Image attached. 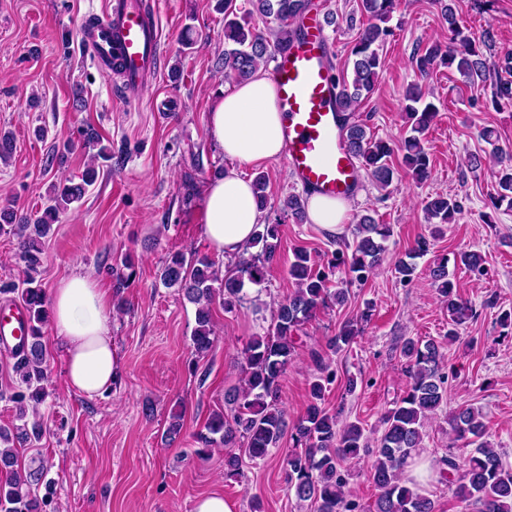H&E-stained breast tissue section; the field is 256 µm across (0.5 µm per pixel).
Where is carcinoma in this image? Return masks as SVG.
Wrapping results in <instances>:
<instances>
[{
  "label": "carcinoma",
  "instance_id": "obj_1",
  "mask_svg": "<svg viewBox=\"0 0 512 512\" xmlns=\"http://www.w3.org/2000/svg\"><path fill=\"white\" fill-rule=\"evenodd\" d=\"M251 8L246 16L237 14L235 0H219L218 9L224 11V77L237 81L250 79L271 55L288 48L296 30L291 22L309 7L310 0H248ZM448 22V45L435 42L428 45L414 62L422 73L438 65L455 69L468 82L486 80V63L480 49L485 42L476 41L466 29L457 24L448 0H435ZM398 0H359L358 11L367 17L351 49L352 74L336 77L337 106L342 114L346 145L357 157L375 182L388 186L394 170L388 158L393 146L368 135L365 126L356 121L363 100L373 92L383 68L378 52L392 35L385 26ZM260 16L267 24V32L255 27L251 18ZM495 102H512V81L494 83ZM406 117L410 123L408 134L400 142L402 161L412 177L421 182L430 176V158L422 143V135L430 127L437 109L425 102V92L419 87L408 90ZM83 148L99 147L91 156V163L79 180L65 179L51 185L49 204L38 214L17 220L14 209L0 207V235L15 236L19 244V260L24 262L27 275L21 297L27 305L31 323L30 339L16 355L14 371L25 390L14 396L18 416L24 418L26 407L42 398L41 382L46 376L45 347L42 338L50 318L49 305L41 284L36 279L42 247L54 233L72 204L81 201L88 188L95 184L98 170L95 163L112 160V147L102 144V135L91 125L80 130ZM461 208L448 196L437 195L425 204L427 218L442 224L456 221ZM390 228L377 224L369 215H363L356 225L351 252L339 250L331 262V269H319L310 253L301 248L294 253L289 275L296 288L276 311L271 331L254 337L244 349V378L242 385L227 394V403L233 406L230 417L217 412L209 416L203 429L194 435L196 452L207 454L212 448H234L245 445L249 458L264 459L272 449L279 447L285 434H290L294 450L287 458L288 490L300 501L310 502L313 512H359L360 505L350 497L347 489L348 470L344 463L357 460L363 454L372 456L369 478L378 490L373 512H437L435 502L420 493L416 481L405 475L408 459L422 447L424 420L443 402L447 376L441 372L442 345L429 340L422 343L408 339L402 345L406 359V387L384 416L385 428L374 443H369L363 428L349 422L339 425V415L326 408L324 393L336 375L323 355L314 354L318 378L310 384V400L304 415L288 428L285 414L279 407V382L292 359L302 326L317 311L331 302L344 303L346 291L327 288L331 270L342 266L349 281L364 282L385 257L384 242ZM279 225L264 224L253 243L262 245L261 252L250 260H239L240 275L224 276L214 260L207 256L177 251L169 254L159 274V282L166 288H175L196 305V327L191 336L194 352L206 356L213 346L211 304L215 293L223 295L224 310L230 311L241 301L243 277L254 284L265 279L267 269L277 262ZM429 242L422 237L416 242L408 258L399 260L396 273L403 282L412 279L417 255L426 253ZM461 262L476 276L485 275V260L475 252L461 254ZM430 275L438 283L439 292L448 308V337L457 336V327L475 317L470 303L461 300L453 282L448 278V261L442 260L430 268ZM359 330L346 322L327 342L333 353L350 345ZM454 439L474 446L468 458L460 463L453 455L442 460L448 481L455 484V496L462 512H512V469L505 467L500 454L488 439L487 425L482 411L471 405L458 407L449 418ZM40 433V425L13 430L0 428V512H43L45 502L31 494L30 488L43 477V467H22L18 464L15 444L28 442L30 436Z\"/></svg>",
  "mask_w": 512,
  "mask_h": 512
}]
</instances>
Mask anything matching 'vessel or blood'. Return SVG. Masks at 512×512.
Segmentation results:
<instances>
[{"label": "vessel or blood", "mask_w": 512, "mask_h": 512, "mask_svg": "<svg viewBox=\"0 0 512 512\" xmlns=\"http://www.w3.org/2000/svg\"><path fill=\"white\" fill-rule=\"evenodd\" d=\"M79 32L99 65L120 63L118 86L126 97H139L156 78L159 24L136 0H104L100 13ZM332 56L326 21L317 8L304 18L300 37L277 54L273 73L283 116L284 160L295 184L310 194L348 199L360 188L363 173L345 146L329 67ZM27 335L25 305L15 301L0 307V344H21Z\"/></svg>", "instance_id": "b4317fda"}]
</instances>
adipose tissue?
Listing matches in <instances>:
<instances>
[{
    "instance_id": "ef3b65f1",
    "label": "adipose tissue",
    "mask_w": 512,
    "mask_h": 512,
    "mask_svg": "<svg viewBox=\"0 0 512 512\" xmlns=\"http://www.w3.org/2000/svg\"><path fill=\"white\" fill-rule=\"evenodd\" d=\"M282 123L276 81L262 69L231 87L209 112L212 138L235 162L210 180L203 193V231L216 253L232 257L252 242L260 213L253 188L239 168L281 155ZM351 212L348 200L319 195L312 196L307 207L309 221L333 236L342 233ZM50 303L53 333L66 354L68 386L90 397L108 391L118 366L107 327L112 307L108 292L90 277L77 274L58 283Z\"/></svg>"
}]
</instances>
